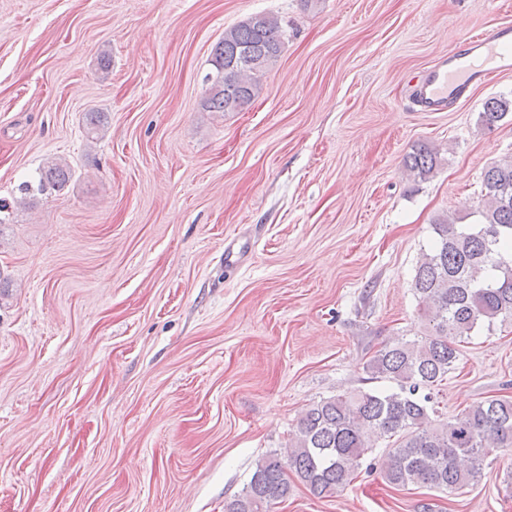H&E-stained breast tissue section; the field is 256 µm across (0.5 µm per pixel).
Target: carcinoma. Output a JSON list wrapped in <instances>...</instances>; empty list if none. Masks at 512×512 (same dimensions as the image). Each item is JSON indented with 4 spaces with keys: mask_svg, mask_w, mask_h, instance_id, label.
Segmentation results:
<instances>
[{
    "mask_svg": "<svg viewBox=\"0 0 512 512\" xmlns=\"http://www.w3.org/2000/svg\"><path fill=\"white\" fill-rule=\"evenodd\" d=\"M278 19L254 14L224 31L213 51L215 74L203 100L208 112H241L263 90V78L282 48ZM512 101L492 98L479 113L487 130ZM438 152L421 145L404 158L416 178L433 176ZM70 168L59 160L40 170L37 191L64 190ZM476 220L432 223L433 244L423 254L413 291L428 325L414 340L396 338L363 366L367 382L383 388L344 391L313 404L298 420L287 455L273 451L256 464L242 492L224 512H270L295 483L319 498L349 487L368 454L383 449L382 476L401 490L421 485L452 492L478 484L489 458L512 450V399L491 398L449 418L441 387L457 369L461 344L482 328L512 322V159L489 166Z\"/></svg>",
    "mask_w": 512,
    "mask_h": 512,
    "instance_id": "carcinoma-1",
    "label": "carcinoma"
}]
</instances>
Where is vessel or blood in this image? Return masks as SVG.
<instances>
[{
    "instance_id": "1",
    "label": "vessel or blood",
    "mask_w": 512,
    "mask_h": 512,
    "mask_svg": "<svg viewBox=\"0 0 512 512\" xmlns=\"http://www.w3.org/2000/svg\"><path fill=\"white\" fill-rule=\"evenodd\" d=\"M466 43L467 53H449L434 68L416 76L412 93L422 111H445L488 76L512 71V28L474 34Z\"/></svg>"
}]
</instances>
